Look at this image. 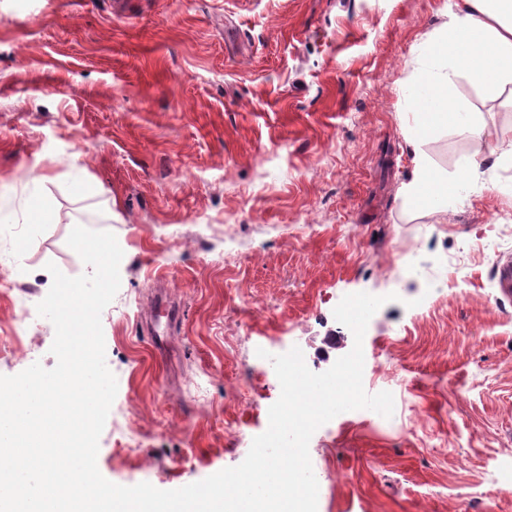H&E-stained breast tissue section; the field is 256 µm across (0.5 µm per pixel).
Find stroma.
<instances>
[{
  "label": "stroma",
  "instance_id": "stroma-1",
  "mask_svg": "<svg viewBox=\"0 0 512 512\" xmlns=\"http://www.w3.org/2000/svg\"><path fill=\"white\" fill-rule=\"evenodd\" d=\"M452 0H0V375L53 368L52 323L20 306L55 263L90 273L74 226L112 232L120 289L101 315L118 391L97 466L173 490L243 462L280 389L254 360L296 344L311 371L353 346L333 310L388 301L363 339L391 417L313 434L319 512H512V90L449 93L483 129L414 128ZM444 178L475 156L479 191L419 208L415 154ZM52 219L27 224L28 198ZM27 249L17 253L15 243ZM180 310L151 336L153 299ZM144 433L134 448L121 430Z\"/></svg>",
  "mask_w": 512,
  "mask_h": 512
}]
</instances>
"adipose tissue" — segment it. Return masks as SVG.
Segmentation results:
<instances>
[{
	"label": "adipose tissue",
	"mask_w": 512,
	"mask_h": 512,
	"mask_svg": "<svg viewBox=\"0 0 512 512\" xmlns=\"http://www.w3.org/2000/svg\"><path fill=\"white\" fill-rule=\"evenodd\" d=\"M452 22L436 54L444 59L447 75L427 76L415 102L414 122L420 133L455 122L471 138L482 136L478 124L470 121L448 95L450 76L478 85L489 97L512 84V0H453ZM415 174L403 184L402 195L428 207L447 204L462 188L479 185L480 158H473L452 181H440L423 156L414 158Z\"/></svg>",
	"instance_id": "obj_1"
}]
</instances>
